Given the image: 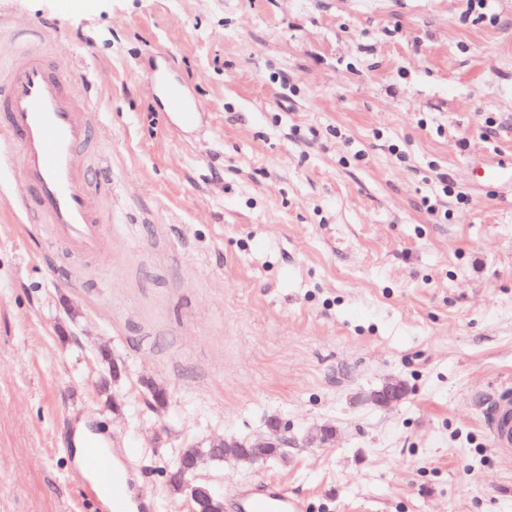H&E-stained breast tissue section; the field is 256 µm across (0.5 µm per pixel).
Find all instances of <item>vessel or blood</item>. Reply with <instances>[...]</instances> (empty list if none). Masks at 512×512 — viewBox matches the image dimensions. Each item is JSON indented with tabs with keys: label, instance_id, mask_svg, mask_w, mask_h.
Segmentation results:
<instances>
[{
	"label": "vessel or blood",
	"instance_id": "b4317fda",
	"mask_svg": "<svg viewBox=\"0 0 512 512\" xmlns=\"http://www.w3.org/2000/svg\"><path fill=\"white\" fill-rule=\"evenodd\" d=\"M164 107L181 125L195 124L201 107L182 85L166 84ZM99 121L89 79L66 60L47 62L46 42L13 48L0 60V131L24 172L28 196L22 208L29 223L47 224L54 239L75 255L97 251L111 218L92 188L87 146ZM486 427L497 448L512 451V392L491 398ZM131 449L105 451L99 432L82 441V490L100 512H155V495L132 466ZM234 512H305L301 499L276 482L236 488Z\"/></svg>",
	"mask_w": 512,
	"mask_h": 512
}]
</instances>
